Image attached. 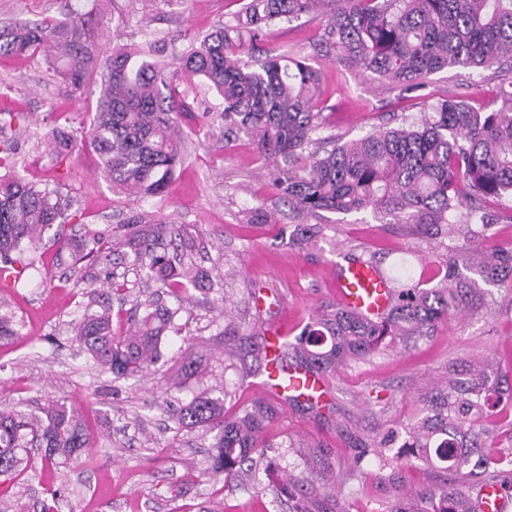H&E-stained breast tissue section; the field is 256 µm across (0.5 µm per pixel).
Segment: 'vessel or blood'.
<instances>
[{
  "label": "vessel or blood",
  "mask_w": 512,
  "mask_h": 512,
  "mask_svg": "<svg viewBox=\"0 0 512 512\" xmlns=\"http://www.w3.org/2000/svg\"><path fill=\"white\" fill-rule=\"evenodd\" d=\"M337 304L372 317L383 316L391 306L394 291L388 276L380 269L354 261L337 263L333 270ZM512 497L497 485L484 486L478 504L480 512H507Z\"/></svg>",
  "instance_id": "obj_1"
}]
</instances>
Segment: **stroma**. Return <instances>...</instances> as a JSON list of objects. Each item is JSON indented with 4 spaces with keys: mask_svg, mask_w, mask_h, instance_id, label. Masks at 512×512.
<instances>
[{
    "mask_svg": "<svg viewBox=\"0 0 512 512\" xmlns=\"http://www.w3.org/2000/svg\"><path fill=\"white\" fill-rule=\"evenodd\" d=\"M240 0H0V26L67 9L100 8L106 23L94 30L101 54L125 43L161 41L175 45L183 35H203L231 20ZM326 19L271 27L276 53L308 58L322 79V112L328 133L351 140L401 119L417 120L442 98H460L475 108L490 107L501 83L495 70L444 71L430 77L425 90L406 96L373 74L347 71L334 53L320 51ZM99 95L89 86L83 96L68 95L59 77L40 58L0 57V113L24 112V127L7 132L16 147V173L71 201L67 226L73 238L88 230L122 234L134 216L147 213L177 224L189 249L185 261L226 274L224 294L189 288L183 331L165 336L164 363L149 379L112 382L72 340L71 325L89 300L88 286L103 278L102 267L71 266L52 239H44L34 266L23 279L0 287L20 323L19 335L0 346V400L34 412L54 399L84 408L91 429L85 462L61 471L43 469L33 459L10 484L8 495L25 512L50 487L65 495L58 512H289L263 482L210 480L205 470L209 442L201 430H175L166 406L186 403L203 385H224L231 417L266 397L264 369L257 347L269 324L288 338L301 334L312 318L332 313L336 300L332 268L342 255H374L388 276L423 273L429 285L444 274L446 250L439 242L419 243L371 211L313 216L289 206L273 187L268 164L244 136L225 138L216 118L199 112L182 116L183 162L164 193L146 199L116 193L100 176L91 150L57 165L44 135L51 127L77 125ZM489 228L481 240L487 250H512V198L489 200ZM326 225V238L314 247L289 244L293 225ZM129 290L112 305V332L124 334L136 305L150 299L156 283L126 264L116 269ZM248 334L232 358L224 356V327ZM495 354L502 371L512 373V291L492 288L478 297L466 316L439 323L416 344L376 352L341 368L327 395L315 405L279 401L268 431L279 447V466L291 474L301 468L289 439L328 446L344 482V512H381L391 500L378 459L369 449L402 422L414 417L421 388L441 381L449 362ZM208 364L205 379L180 373L185 358Z\"/></svg>",
    "mask_w": 512,
    "mask_h": 512,
    "instance_id": "obj_1",
    "label": "stroma"
}]
</instances>
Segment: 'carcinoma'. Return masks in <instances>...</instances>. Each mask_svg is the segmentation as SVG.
I'll use <instances>...</instances> for the list:
<instances>
[{"label": "carcinoma", "mask_w": 512, "mask_h": 512, "mask_svg": "<svg viewBox=\"0 0 512 512\" xmlns=\"http://www.w3.org/2000/svg\"><path fill=\"white\" fill-rule=\"evenodd\" d=\"M326 17L321 43L336 52V63L358 68L410 94L430 76L450 69L512 67V0H241L233 22L195 39L161 63L139 45L123 44L102 57L91 41L86 15L69 12L0 32V56L40 57L61 78L67 92L84 94L100 86L89 122L76 129L55 128L47 136L57 164L76 150L92 149L100 175L124 194L163 192L181 164L182 135L176 116L191 108L192 86L174 77L196 78L221 100L216 117L224 135L249 137L271 163L272 182L296 208L349 214L370 210L389 218L409 236L431 241L464 226V237L483 238L484 202L512 196V80L500 86L492 107L483 111L462 99H442L417 121L376 130L340 143L324 129L319 109L318 71L304 57H285L264 44L263 31L277 23ZM15 164V148L0 139V169ZM55 193L18 176L0 175V270L14 280L31 266L25 246L54 230L63 236L65 207ZM325 225L295 228L298 245L324 238ZM181 238L175 224L148 215L132 221L117 242L92 231L66 247L71 265L84 261L110 267L107 288L90 292V304L72 327L75 342L113 379L145 377L164 357L162 339L180 333L182 306L144 303V315L124 336L112 335V295L116 281L112 245L122 248L138 272L181 299L196 273L176 270L167 244ZM512 288V251L490 253L450 249L442 280L396 290L387 317L378 322L343 308L316 317L296 342L270 355L258 347L265 369L294 370L329 382L336 370L370 357L385 342L407 346L437 323L461 314L480 296L481 286ZM11 313H0V341L18 335ZM295 360L285 362L287 350ZM224 388L206 391L179 406L176 429L198 428L212 435L209 479L220 481L244 471L262 473L277 494L292 502L291 512H342L330 452L310 447L300 453L302 472L294 476L268 456L264 430L276 408L258 400L233 419L224 418ZM419 413L401 431L371 451L392 470L387 484L398 488L395 471L417 461L444 472L442 484L423 488L387 512H477L480 490L489 484L512 487V451L499 453L480 424L501 407H512V378L489 361L472 363L417 397ZM36 449L53 467L80 462L89 434L79 409L52 402L32 415L0 403V477H13ZM496 467L489 468L488 457Z\"/></svg>", "instance_id": "1"}]
</instances>
